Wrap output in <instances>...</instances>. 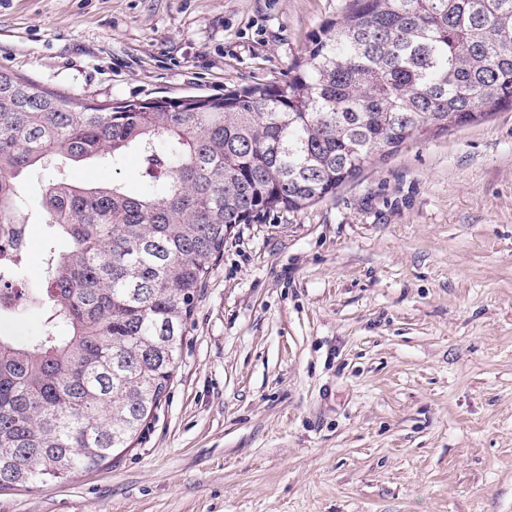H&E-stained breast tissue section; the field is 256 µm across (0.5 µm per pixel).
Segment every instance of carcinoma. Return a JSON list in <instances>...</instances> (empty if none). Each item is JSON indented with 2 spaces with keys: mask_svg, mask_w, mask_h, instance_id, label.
Listing matches in <instances>:
<instances>
[{
  "mask_svg": "<svg viewBox=\"0 0 512 512\" xmlns=\"http://www.w3.org/2000/svg\"><path fill=\"white\" fill-rule=\"evenodd\" d=\"M512 107V0H347L288 80L221 96L82 101L0 71V285L48 228L44 288L0 334V486L70 477L131 447L173 377L205 278L237 224L336 193L431 132ZM137 154L161 193L65 167ZM49 173L37 209L22 177ZM42 327V319L36 314L0 316V332L16 336H34Z\"/></svg>",
  "mask_w": 512,
  "mask_h": 512,
  "instance_id": "1",
  "label": "carcinoma"
}]
</instances>
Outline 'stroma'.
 <instances>
[{"mask_svg":"<svg viewBox=\"0 0 512 512\" xmlns=\"http://www.w3.org/2000/svg\"><path fill=\"white\" fill-rule=\"evenodd\" d=\"M344 0H0V70L76 98L286 79ZM140 162L80 181L144 191ZM0 512H512V107L235 226L133 448Z\"/></svg>","mask_w":512,"mask_h":512,"instance_id":"stroma-1","label":"stroma"}]
</instances>
